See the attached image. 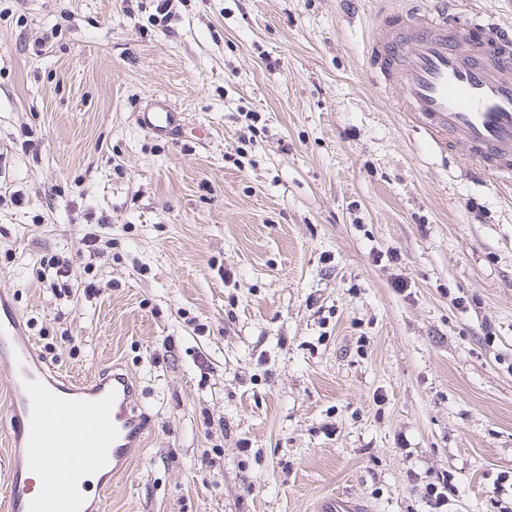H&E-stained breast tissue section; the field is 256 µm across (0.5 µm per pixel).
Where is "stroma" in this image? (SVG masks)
Listing matches in <instances>:
<instances>
[{
    "mask_svg": "<svg viewBox=\"0 0 512 512\" xmlns=\"http://www.w3.org/2000/svg\"><path fill=\"white\" fill-rule=\"evenodd\" d=\"M431 3L0 0V289L150 415L103 512H428L442 480L447 512H512V191L370 71ZM154 98L206 137L141 129ZM367 508L363 499L342 494L322 497L315 512H368Z\"/></svg>",
    "mask_w": 512,
    "mask_h": 512,
    "instance_id": "obj_1",
    "label": "stroma"
}]
</instances>
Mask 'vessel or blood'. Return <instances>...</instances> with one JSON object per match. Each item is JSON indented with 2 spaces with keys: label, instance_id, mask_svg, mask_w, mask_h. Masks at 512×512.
<instances>
[{
  "label": "vessel or blood",
  "instance_id": "obj_1",
  "mask_svg": "<svg viewBox=\"0 0 512 512\" xmlns=\"http://www.w3.org/2000/svg\"><path fill=\"white\" fill-rule=\"evenodd\" d=\"M416 18L391 17L370 44L377 76L398 88L433 144L457 152L496 183L512 185V33L471 19L449 24L447 0ZM178 120L165 102L137 115L157 137ZM0 368L10 386L11 448L0 512H91L84 475L123 468L149 427L136 383L126 374L81 380L55 374L24 336L13 305L0 300ZM315 512H367L349 495L322 497Z\"/></svg>",
  "mask_w": 512,
  "mask_h": 512
}]
</instances>
